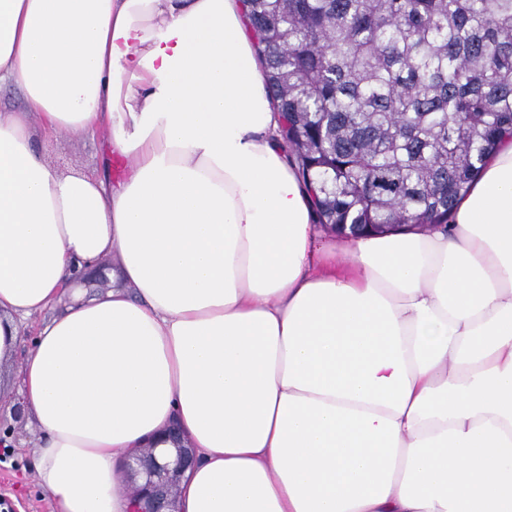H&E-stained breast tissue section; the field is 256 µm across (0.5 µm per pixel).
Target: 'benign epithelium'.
<instances>
[{"label":"benign epithelium","instance_id":"benign-epithelium-1","mask_svg":"<svg viewBox=\"0 0 512 512\" xmlns=\"http://www.w3.org/2000/svg\"><path fill=\"white\" fill-rule=\"evenodd\" d=\"M161 437L175 445L172 454L159 455L154 448H144L125 460L131 512H178L177 490L196 456L176 427L166 429Z\"/></svg>","mask_w":512,"mask_h":512}]
</instances>
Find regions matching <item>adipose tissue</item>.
Here are the masks:
<instances>
[{
  "label": "adipose tissue",
  "instance_id": "adipose-tissue-1",
  "mask_svg": "<svg viewBox=\"0 0 512 512\" xmlns=\"http://www.w3.org/2000/svg\"><path fill=\"white\" fill-rule=\"evenodd\" d=\"M2 88L0 368L54 512H127L172 423L180 512H512V139L448 224L335 250L242 0H0ZM105 128L97 174L34 147Z\"/></svg>",
  "mask_w": 512,
  "mask_h": 512
}]
</instances>
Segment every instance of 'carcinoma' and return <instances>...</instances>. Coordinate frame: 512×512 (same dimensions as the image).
<instances>
[{
    "mask_svg": "<svg viewBox=\"0 0 512 512\" xmlns=\"http://www.w3.org/2000/svg\"><path fill=\"white\" fill-rule=\"evenodd\" d=\"M316 221L446 224L512 138V0H244Z\"/></svg>",
    "mask_w": 512,
    "mask_h": 512,
    "instance_id": "carcinoma-1",
    "label": "carcinoma"
}]
</instances>
